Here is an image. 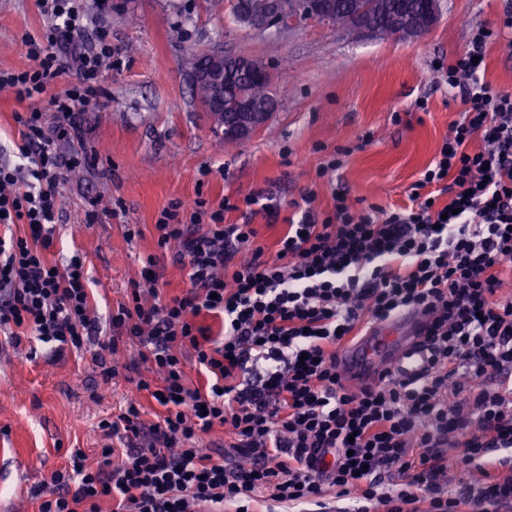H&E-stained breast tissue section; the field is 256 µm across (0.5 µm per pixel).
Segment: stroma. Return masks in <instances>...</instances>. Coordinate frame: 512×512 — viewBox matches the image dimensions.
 <instances>
[{"instance_id": "stroma-1", "label": "stroma", "mask_w": 512, "mask_h": 512, "mask_svg": "<svg viewBox=\"0 0 512 512\" xmlns=\"http://www.w3.org/2000/svg\"><path fill=\"white\" fill-rule=\"evenodd\" d=\"M85 37L105 39L112 58L97 100L82 108L83 141L63 140L60 152L81 157L66 173L53 260L86 256L100 326L125 301L140 262L157 253L153 224L170 200H212L268 189L281 204L311 189L322 209L330 184L315 172L330 153L346 150L336 181L350 203L403 206L413 182L437 155L461 105L436 82L435 61L453 59L479 26H495L512 0H440L424 35L383 40L329 22L303 20L263 36L233 25L224 0H82ZM37 0H0V68L29 60L22 40L39 35ZM257 56L275 76L277 106L250 139L225 141L193 94L196 55L213 49ZM486 79L512 91V44L490 41ZM427 99V110L416 109ZM29 102L0 89V161L17 162L22 128L15 115ZM122 199L124 214L108 212ZM96 210L95 223L85 221ZM139 236L126 239L127 225ZM136 400L145 419L162 407L137 391L127 371L105 376L93 349L55 361L28 344L0 345V495L9 494L15 461L30 467V487L63 469L71 449L96 462L106 443L100 420Z\"/></svg>"}]
</instances>
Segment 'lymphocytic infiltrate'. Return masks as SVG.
I'll list each match as a JSON object with an SVG mask.
<instances>
[{"label":"lymphocytic infiltrate","mask_w":512,"mask_h":512,"mask_svg":"<svg viewBox=\"0 0 512 512\" xmlns=\"http://www.w3.org/2000/svg\"><path fill=\"white\" fill-rule=\"evenodd\" d=\"M38 2L48 24L24 39L31 67L0 69V88L34 103L15 116L19 163L0 162V224L26 228L0 236V332L15 343L30 332L61 358L97 335L98 311L85 256L48 258L71 167L58 143L81 136L77 114L96 96L112 47L86 45L79 0ZM507 34L511 9L438 65L463 117L408 205L358 208L336 189L325 211L307 191L291 202L270 257L253 225L224 221L242 209L278 216L265 190L174 199L158 213L156 244L189 286L164 298L158 258L147 256L96 357L138 343L140 359L126 369L164 414L146 421L132 402L101 421L109 443L100 460L71 450L38 490V512H100L104 497L115 512H249L258 501L328 512L333 497L351 500L352 512H512V476L502 472L512 463V293L500 277L512 263V92L488 83L483 63L488 40ZM69 68L75 82L51 94ZM246 247L252 256L240 259ZM403 309L428 316L430 372L412 384L388 373L349 384L337 371L341 347ZM203 314L219 330L199 324ZM190 362L204 385L189 386ZM144 363L151 376L141 375ZM217 425L229 440L213 456L200 442ZM328 455L325 472L318 461ZM386 476L394 488L383 487Z\"/></svg>","instance_id":"lymphocytic-infiltrate-1"}]
</instances>
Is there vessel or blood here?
<instances>
[{"label":"vessel or blood","mask_w":512,"mask_h":512,"mask_svg":"<svg viewBox=\"0 0 512 512\" xmlns=\"http://www.w3.org/2000/svg\"><path fill=\"white\" fill-rule=\"evenodd\" d=\"M426 323L424 314L409 311L375 324L340 350L339 373L351 382H372L387 371L406 381L420 378L429 366Z\"/></svg>","instance_id":"1"}]
</instances>
